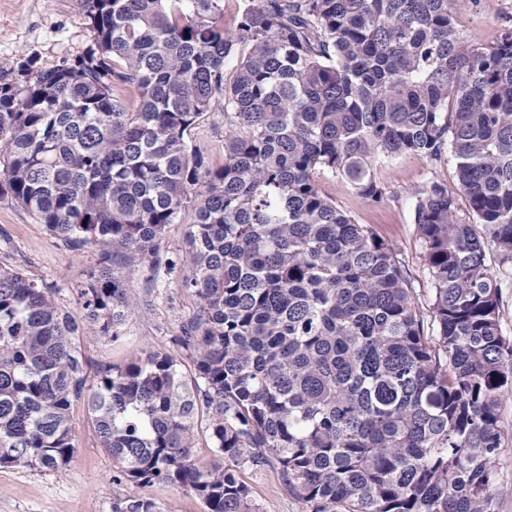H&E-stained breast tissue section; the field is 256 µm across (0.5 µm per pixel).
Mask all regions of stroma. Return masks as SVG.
I'll use <instances>...</instances> for the list:
<instances>
[{
  "label": "stroma",
  "mask_w": 512,
  "mask_h": 512,
  "mask_svg": "<svg viewBox=\"0 0 512 512\" xmlns=\"http://www.w3.org/2000/svg\"><path fill=\"white\" fill-rule=\"evenodd\" d=\"M456 24L461 33L480 43L496 44L504 29L512 27V0H458ZM92 39L77 0H0V81L14 77L26 57L48 66L81 52ZM374 174L385 188V198L378 204L362 199L338 175L318 173L316 183L337 207L371 227L393 248L414 290L425 333L436 336L433 285L422 259L411 198L416 190L438 182L454 193L458 217L469 218L468 201L457 191L455 160L447 151L437 161L404 154L378 161ZM184 231V225H171L160 245L161 257L174 260L173 269L153 270L145 263L124 269V286L137 309L117 338L84 337L89 382H96L101 367L126 363L150 349L177 353L183 372L193 373L192 357L172 343L196 309L193 296L181 286ZM95 264L94 248L59 241L22 207L0 201V265L56 285L58 301L76 312L78 291ZM70 423L74 453L67 467L50 473L0 468V512H112L113 502L132 496L152 499L164 512H206L204 502L193 492L163 482L141 487L117 481L112 457L99 443L85 401L73 402ZM238 476L260 512H306V505L291 494L275 467L245 466Z\"/></svg>",
  "instance_id": "1"
}]
</instances>
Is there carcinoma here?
Listing matches in <instances>:
<instances>
[{
  "label": "carcinoma",
  "instance_id": "obj_1",
  "mask_svg": "<svg viewBox=\"0 0 512 512\" xmlns=\"http://www.w3.org/2000/svg\"><path fill=\"white\" fill-rule=\"evenodd\" d=\"M244 2L229 35L224 0H78L92 43L0 82V199L97 252L78 313L0 267V467L64 468L82 398L116 480L190 490L207 512H260L244 464L278 466L308 512H499L512 340L485 242L512 262V29L493 46L461 34L455 0ZM218 110L216 168L193 136ZM445 148L484 233L440 183L414 192L434 339L392 248L314 175L378 204L377 159ZM187 211L196 311L174 342L195 375L150 351L87 385L83 336L114 337L132 312L121 266L159 265ZM208 414L202 413L199 416L195 432V451L197 459L201 464H206L211 457V440L208 429Z\"/></svg>",
  "mask_w": 512,
  "mask_h": 512
}]
</instances>
